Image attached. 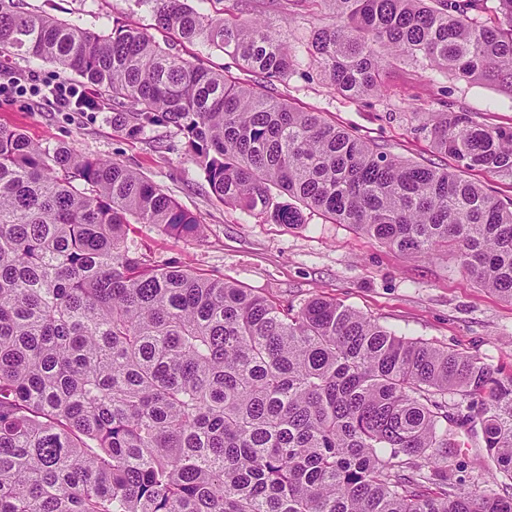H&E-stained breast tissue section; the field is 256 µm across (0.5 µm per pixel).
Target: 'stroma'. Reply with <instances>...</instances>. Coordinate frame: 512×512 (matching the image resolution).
Returning <instances> with one entry per match:
<instances>
[{"label": "stroma", "instance_id": "1", "mask_svg": "<svg viewBox=\"0 0 512 512\" xmlns=\"http://www.w3.org/2000/svg\"><path fill=\"white\" fill-rule=\"evenodd\" d=\"M199 12L221 9L260 18L295 52L299 65L268 90L298 109L319 112L391 156L452 167L419 127L430 113L451 109L480 123L512 126V96L498 86L424 70L405 60L386 66L381 94L351 98L334 90L311 65L306 40L329 24L325 5L303 0H188ZM26 9L49 14L92 31L139 27L165 41L148 7L137 0H24ZM0 126L18 128L46 148L66 145L83 155L120 163L160 186L195 215L202 236L193 241L162 228L132 225L126 243L152 262L185 266L195 273L235 281L269 301L293 307L313 297L335 298L400 336L480 358L512 376V302L481 288L446 253L428 258L403 254L347 224L316 211L291 228L212 195L176 128L158 125L132 139L112 125L108 109L60 112L52 105L14 93L0 95ZM481 440L466 437L449 461L459 491L496 490L493 463Z\"/></svg>", "mask_w": 512, "mask_h": 512}]
</instances>
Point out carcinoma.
Here are the masks:
<instances>
[{
  "label": "carcinoma",
  "mask_w": 512,
  "mask_h": 512,
  "mask_svg": "<svg viewBox=\"0 0 512 512\" xmlns=\"http://www.w3.org/2000/svg\"><path fill=\"white\" fill-rule=\"evenodd\" d=\"M332 23L308 54L352 97L382 91L387 54L512 92V0H318ZM179 42L223 50L243 84L137 27L93 32L0 0V55L49 61L97 90L129 138L171 123L217 200L276 224L304 210L402 253H448L512 301V126L432 112L439 168L388 155L299 112L264 82L297 57L252 19L138 0ZM187 241L201 226L122 165L0 127V512H512V377L398 336L327 296L299 310L161 266L131 223ZM460 394L467 403L448 406ZM480 431L508 480L448 478L458 430ZM466 178L478 183L483 184L485 187L495 191V193L505 200L512 198V185L506 180L502 181L495 177H492L484 171H469L465 174Z\"/></svg>",
  "instance_id": "obj_1"
}]
</instances>
